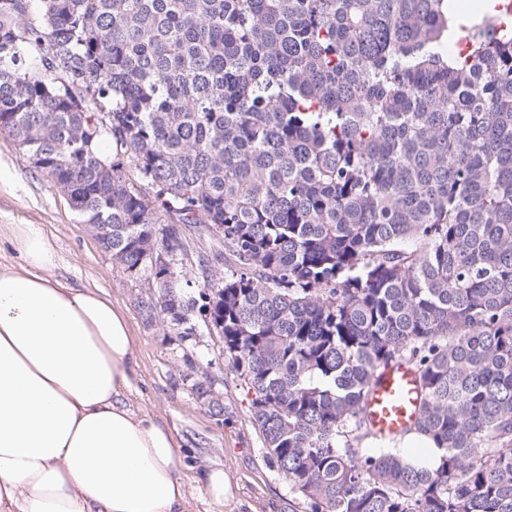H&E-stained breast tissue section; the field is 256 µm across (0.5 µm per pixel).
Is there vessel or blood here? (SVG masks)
Returning <instances> with one entry per match:
<instances>
[{
    "label": "vessel or blood",
    "mask_w": 512,
    "mask_h": 512,
    "mask_svg": "<svg viewBox=\"0 0 512 512\" xmlns=\"http://www.w3.org/2000/svg\"><path fill=\"white\" fill-rule=\"evenodd\" d=\"M424 402L417 373L403 359L392 361L379 374L365 402L372 432L377 438L403 436L419 416Z\"/></svg>",
    "instance_id": "b4317fda"
}]
</instances>
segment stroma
Masks as SVG:
<instances>
[{
    "instance_id": "1",
    "label": "stroma",
    "mask_w": 512,
    "mask_h": 512,
    "mask_svg": "<svg viewBox=\"0 0 512 512\" xmlns=\"http://www.w3.org/2000/svg\"><path fill=\"white\" fill-rule=\"evenodd\" d=\"M40 224L51 237L60 263L56 274L69 282L108 293L121 307L135 337L139 369L131 402L173 425L187 442L183 461L192 512H309L307 502L267 462L251 422V396L226 366L219 336L210 334L202 311L192 319L199 332L181 339L176 329L148 320L141 303L147 280L128 277L80 224L66 198L23 157L14 139L0 133V229ZM208 377L224 397V415H212L192 394V380ZM217 467L228 474L232 493L224 504L209 498L199 477Z\"/></svg>"
}]
</instances>
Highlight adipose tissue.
<instances>
[{"mask_svg": "<svg viewBox=\"0 0 512 512\" xmlns=\"http://www.w3.org/2000/svg\"><path fill=\"white\" fill-rule=\"evenodd\" d=\"M0 262V512H190L183 447L128 400L138 368L124 311L56 277L43 225Z\"/></svg>", "mask_w": 512, "mask_h": 512, "instance_id": "1", "label": "adipose tissue"}]
</instances>
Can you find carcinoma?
Segmentation results:
<instances>
[{"instance_id":"cac0c4a2","label":"carcinoma","mask_w":512,"mask_h":512,"mask_svg":"<svg viewBox=\"0 0 512 512\" xmlns=\"http://www.w3.org/2000/svg\"><path fill=\"white\" fill-rule=\"evenodd\" d=\"M492 16L0 0V131L109 225L181 338L197 306L221 327L264 457L312 512H512V16ZM211 224L231 261L203 290L142 260ZM397 358L425 401L380 441L364 404ZM416 442L434 464L397 449Z\"/></svg>"}]
</instances>
